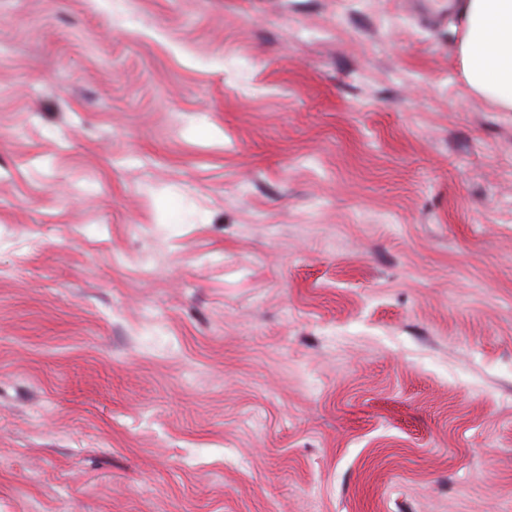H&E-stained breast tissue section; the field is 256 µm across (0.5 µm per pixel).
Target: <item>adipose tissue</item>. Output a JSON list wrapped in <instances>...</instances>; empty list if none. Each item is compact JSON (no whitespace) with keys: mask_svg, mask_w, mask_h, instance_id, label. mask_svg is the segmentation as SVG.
Segmentation results:
<instances>
[{"mask_svg":"<svg viewBox=\"0 0 512 512\" xmlns=\"http://www.w3.org/2000/svg\"><path fill=\"white\" fill-rule=\"evenodd\" d=\"M457 63L467 88L512 112V0H459Z\"/></svg>","mask_w":512,"mask_h":512,"instance_id":"ef3b65f1","label":"adipose tissue"}]
</instances>
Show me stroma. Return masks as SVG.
Instances as JSON below:
<instances>
[{
  "mask_svg": "<svg viewBox=\"0 0 512 512\" xmlns=\"http://www.w3.org/2000/svg\"><path fill=\"white\" fill-rule=\"evenodd\" d=\"M448 0H0V512H512V112Z\"/></svg>",
  "mask_w": 512,
  "mask_h": 512,
  "instance_id": "35a3bbf8",
  "label": "stroma"
}]
</instances>
